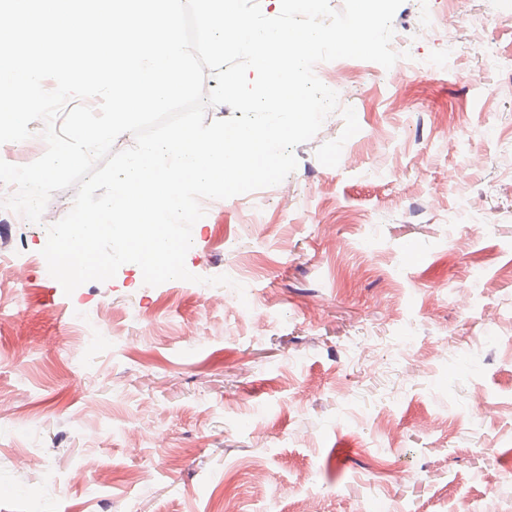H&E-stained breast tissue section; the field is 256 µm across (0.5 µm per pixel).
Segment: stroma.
<instances>
[{
	"label": "stroma",
	"instance_id": "1",
	"mask_svg": "<svg viewBox=\"0 0 512 512\" xmlns=\"http://www.w3.org/2000/svg\"><path fill=\"white\" fill-rule=\"evenodd\" d=\"M393 30L400 79L337 62L338 166L335 112L286 192L208 206L198 282L65 295L0 209V512H212L232 471L234 512L512 506V0H404ZM85 458L104 483H69Z\"/></svg>",
	"mask_w": 512,
	"mask_h": 512
}]
</instances>
